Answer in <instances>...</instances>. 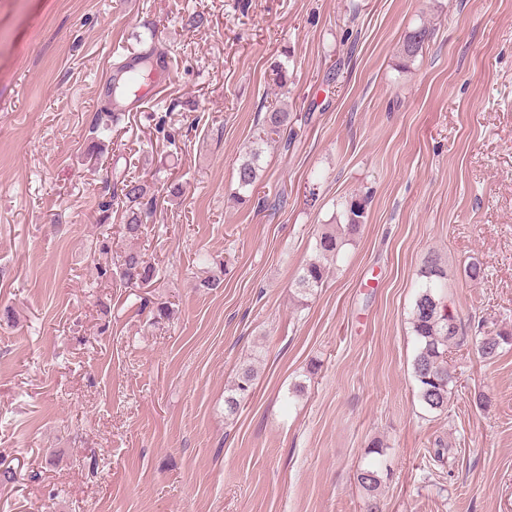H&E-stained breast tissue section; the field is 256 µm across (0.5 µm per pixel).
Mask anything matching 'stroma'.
<instances>
[{
  "mask_svg": "<svg viewBox=\"0 0 512 512\" xmlns=\"http://www.w3.org/2000/svg\"><path fill=\"white\" fill-rule=\"evenodd\" d=\"M152 49L165 92L89 160L105 75ZM278 101L290 135L238 200ZM122 173L159 191L138 245L162 321L96 274L130 246L119 203L111 252L97 243ZM353 198L358 236L298 295ZM432 251L462 331L512 333V0H0V310L16 317L0 325V512H365L356 473L377 440L383 512H512V346L452 349L447 412L418 399L409 318ZM430 30L426 26L418 27L405 36L400 54L406 60H414L423 51V46L428 42ZM254 381V369L250 366L242 368L237 381L227 391L224 398L225 412L228 416L237 414L241 402L249 395Z\"/></svg>",
  "mask_w": 512,
  "mask_h": 512,
  "instance_id": "35a3bbf8",
  "label": "stroma"
}]
</instances>
